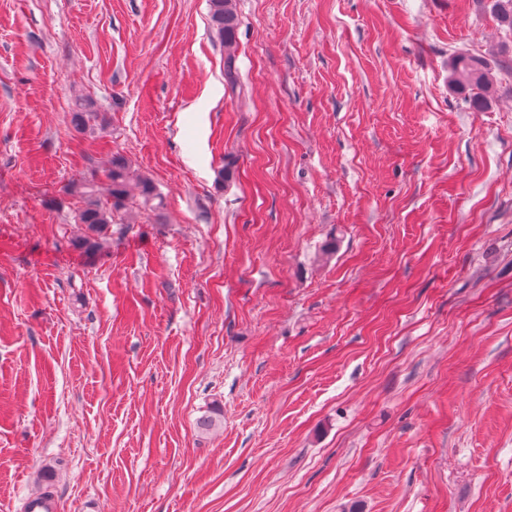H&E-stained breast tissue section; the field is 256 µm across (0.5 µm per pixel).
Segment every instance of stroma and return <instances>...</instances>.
<instances>
[{"mask_svg":"<svg viewBox=\"0 0 512 512\" xmlns=\"http://www.w3.org/2000/svg\"><path fill=\"white\" fill-rule=\"evenodd\" d=\"M235 4L232 90L208 0H0V512H512V31ZM115 153L165 206L87 252ZM494 75L487 60L479 55L460 53L448 62V85L464 95L469 107L481 112L487 108L494 92ZM62 501L53 493L36 494L24 499L21 512H63Z\"/></svg>","mask_w":512,"mask_h":512,"instance_id":"1","label":"stroma"}]
</instances>
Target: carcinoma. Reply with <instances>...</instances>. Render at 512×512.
<instances>
[{
	"label": "carcinoma",
	"mask_w": 512,
	"mask_h": 512,
	"mask_svg": "<svg viewBox=\"0 0 512 512\" xmlns=\"http://www.w3.org/2000/svg\"><path fill=\"white\" fill-rule=\"evenodd\" d=\"M210 21L215 34L224 45V78L230 87L236 84V51L238 19L233 7L234 0H209ZM492 12L504 27L512 29V0H492ZM448 85L464 96L469 107L481 112L487 108L494 92V75L487 60L479 55L460 53L448 62ZM106 184V200L99 197L98 181L85 179L72 185L71 190L80 194L84 207L77 215V223L86 233L77 240V246L85 251L98 247V239L130 209L139 199L146 207L162 208L161 196L153 182L133 174L125 158L112 156L103 173Z\"/></svg>",
	"instance_id": "carcinoma-1"
}]
</instances>
